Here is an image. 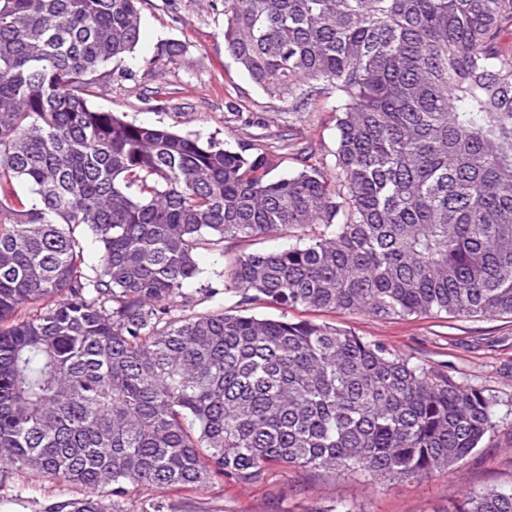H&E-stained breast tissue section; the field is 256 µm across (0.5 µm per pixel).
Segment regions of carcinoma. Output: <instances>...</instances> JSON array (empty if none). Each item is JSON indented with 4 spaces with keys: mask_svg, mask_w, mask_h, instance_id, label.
I'll list each match as a JSON object with an SVG mask.
<instances>
[{
    "mask_svg": "<svg viewBox=\"0 0 512 512\" xmlns=\"http://www.w3.org/2000/svg\"><path fill=\"white\" fill-rule=\"evenodd\" d=\"M144 3L0 0V465L91 492L44 512H124L130 484L460 464L494 427L484 391L243 306L512 315V0H224L258 87L336 93L332 164L303 149L279 178L93 106ZM282 233L302 244L224 265L237 309H193L201 252ZM452 512H512V486Z\"/></svg>",
    "mask_w": 512,
    "mask_h": 512,
    "instance_id": "cac0c4a2",
    "label": "carcinoma"
}]
</instances>
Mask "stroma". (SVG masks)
Masks as SVG:
<instances>
[{"label":"stroma","mask_w":512,"mask_h":512,"mask_svg":"<svg viewBox=\"0 0 512 512\" xmlns=\"http://www.w3.org/2000/svg\"><path fill=\"white\" fill-rule=\"evenodd\" d=\"M177 3L171 11L163 0H147L139 44L109 64L112 78L94 98V106L123 113L137 124L174 125L233 151L267 153L277 177L301 166L294 152L278 149L281 134L293 135L316 158L332 161L335 95L319 96L307 108L295 110L264 93L224 52V0ZM163 43L177 45V53L158 57ZM295 243L285 235L226 240L223 252L198 255L199 282L221 285L225 258ZM320 318L483 390L494 402L493 430L463 463L422 479L371 480L275 467L258 485L227 480L191 492L132 486L123 500L125 512H142L150 500L160 504L161 512H336L340 502L350 512H448L465 492L512 484V316L379 319L324 312ZM82 494V489L57 480L15 472L0 482V512H43L49 502Z\"/></svg>","instance_id":"1"}]
</instances>
